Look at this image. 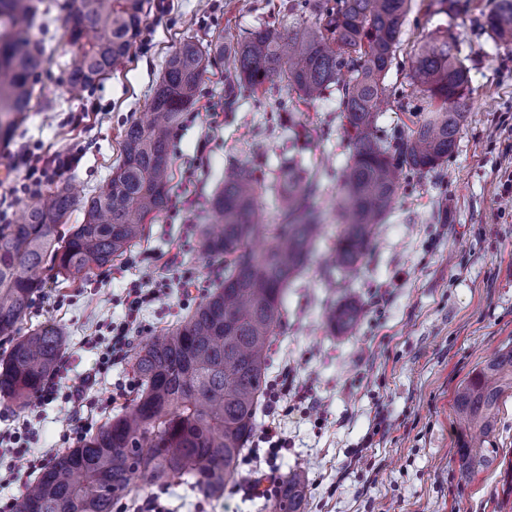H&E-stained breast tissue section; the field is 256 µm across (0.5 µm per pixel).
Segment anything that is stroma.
<instances>
[{"label":"stroma","mask_w":512,"mask_h":512,"mask_svg":"<svg viewBox=\"0 0 512 512\" xmlns=\"http://www.w3.org/2000/svg\"><path fill=\"white\" fill-rule=\"evenodd\" d=\"M488 4L473 0L450 19L427 14L421 0H413L386 80L408 86L411 57L438 29L452 27L470 76L458 147L436 173L400 192L361 270L341 284L325 279L321 267L336 241L344 132L335 100L300 108L301 123L321 132L305 159L325 175L328 218L311 264L285 297L287 324L270 346L269 376L304 398L287 410L261 408L258 421L278 422L288 440L276 478L305 470L307 512H512V397L500 414L497 459L472 475L454 461L455 391L484 360L512 348V192L503 178L512 167V46L484 33ZM262 23L287 28L283 0H150L126 65L75 97L67 85L75 54L61 21H51L49 62L33 109L11 142L0 144V213L18 221L31 202V178L16 165L25 150L77 155V164L51 184L80 198L93 193L119 160L124 127L143 119L175 48L190 37L233 42ZM228 74L224 62L209 67L196 105L175 131L172 201L148 224L141 245L79 287L50 281L37 293L24 327L54 324L68 340L58 395L21 408L0 400V432L26 420L36 448L61 447L59 419L78 384L81 415L99 427L113 412L106 398L121 403L132 393V356L124 354L95 382L83 378L98 359L95 340L124 319L132 282L162 287L159 299L140 312L142 330L132 339L138 345L177 323L223 277V264L203 255L196 235L209 221L212 194L233 165L260 161L274 174L294 138L287 90L273 91L261 106L243 97L228 112ZM445 198L448 221L440 224L435 217ZM346 300L357 304L360 321L350 331H333L327 312ZM257 464L244 455L238 477L219 498L144 481L139 493H158L170 512H259V500L245 489Z\"/></svg>","instance_id":"stroma-1"}]
</instances>
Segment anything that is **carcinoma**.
<instances>
[{"label":"carcinoma","mask_w":512,"mask_h":512,"mask_svg":"<svg viewBox=\"0 0 512 512\" xmlns=\"http://www.w3.org/2000/svg\"><path fill=\"white\" fill-rule=\"evenodd\" d=\"M410 0H287L293 19L315 23L282 33L260 25L225 52L224 39H188L169 56L147 103L149 118L124 129L121 159L111 177L82 204V221L62 231L75 205L70 189L39 194L23 219L0 224V336L12 339L0 360V398L24 406L58 369L63 333L38 326L19 335L33 296L47 279L90 277L112 266L143 237L145 223L169 204L172 134L194 105L203 75L218 58L233 66L224 105L260 98L279 84L302 104L335 92L349 150L336 201L337 240L324 277L346 281L369 254L377 225L390 214L402 183L437 170L453 155L463 121L468 69L456 36L445 28L411 61L420 105L412 125H379L382 105L403 92L386 83L396 60ZM42 0H0V141L12 140L33 108L36 78L48 63L32 39ZM145 0H63L56 4L76 50L68 72L74 95L119 71L140 39ZM470 0H428L432 15L468 11ZM485 30L512 43V0H493ZM307 135L297 134L271 182L262 165H234L210 199L203 252L224 263V278L174 328L133 354L135 395L75 448L59 453L23 495L18 512H112L138 500L134 479L156 485L193 482L213 497L238 473L258 427L269 383V347L284 332V298L308 267L321 237L322 175L307 168ZM271 192L280 222L265 224L260 197ZM359 309H330L333 330L353 329ZM512 395V348L486 359L458 387L453 409L460 471L489 466L501 406ZM305 473L296 469L263 512H303Z\"/></svg>","instance_id":"carcinoma-1"}]
</instances>
